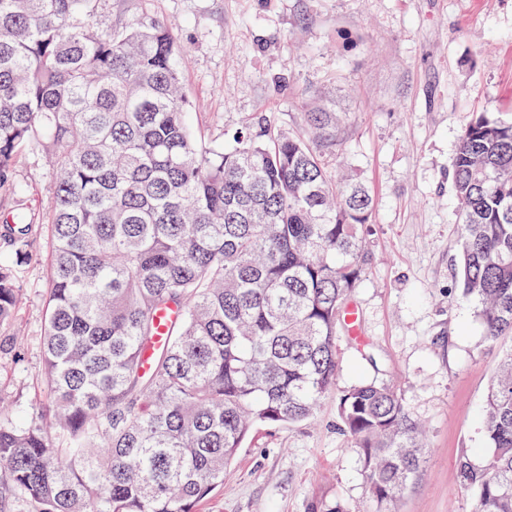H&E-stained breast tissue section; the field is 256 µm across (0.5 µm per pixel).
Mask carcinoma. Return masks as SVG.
<instances>
[{
  "mask_svg": "<svg viewBox=\"0 0 512 512\" xmlns=\"http://www.w3.org/2000/svg\"><path fill=\"white\" fill-rule=\"evenodd\" d=\"M94 0H0V185L22 151L52 173L51 285L41 378L52 415L0 413V512H196L256 426L311 421L336 389V336L367 255L373 199L260 113L231 150L187 121L186 47L156 17L100 27ZM317 137L334 112H309ZM462 297L489 346L512 336V122L464 126L452 170ZM4 240L20 252L34 225ZM18 272L0 265V353ZM175 309L149 370L157 312ZM376 503L422 476L426 443L401 395L374 380L336 399ZM487 451L456 470L472 512H512V349L481 411Z\"/></svg>",
  "mask_w": 512,
  "mask_h": 512,
  "instance_id": "1",
  "label": "carcinoma"
}]
</instances>
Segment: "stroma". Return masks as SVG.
<instances>
[{
  "instance_id": "35a3bbf8",
  "label": "stroma",
  "mask_w": 512,
  "mask_h": 512,
  "mask_svg": "<svg viewBox=\"0 0 512 512\" xmlns=\"http://www.w3.org/2000/svg\"><path fill=\"white\" fill-rule=\"evenodd\" d=\"M162 20L187 46L182 83L190 123L206 144L231 147L246 119L306 134V113L338 122L314 148L337 175L369 189L361 236L372 261L353 294L362 337L336 338L338 385H394L428 435L419 483L395 512H471L457 477L464 448L484 447L479 415L499 354L484 344L475 308L456 277L452 168L467 120L512 121V0H96L101 26ZM51 177L37 148L0 186V217L38 224L24 254L0 247L19 273L16 326L24 361L0 355V394L17 422L46 410L40 368L49 286ZM359 455L338 429L335 395L311 422L262 427L197 512H309L312 502L375 512Z\"/></svg>"
}]
</instances>
